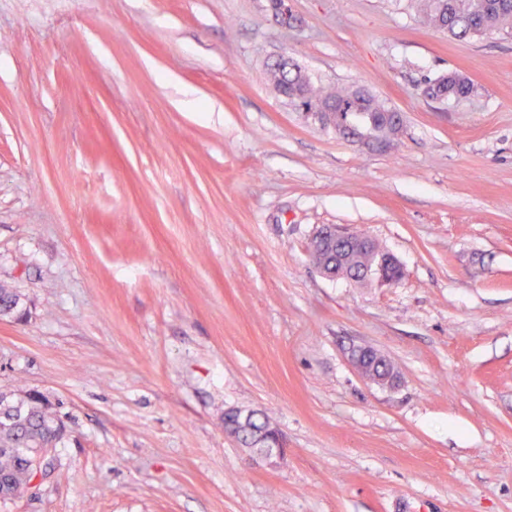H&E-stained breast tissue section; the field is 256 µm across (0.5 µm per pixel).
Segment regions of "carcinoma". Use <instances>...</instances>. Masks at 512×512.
Returning <instances> with one entry per match:
<instances>
[{"mask_svg": "<svg viewBox=\"0 0 512 512\" xmlns=\"http://www.w3.org/2000/svg\"><path fill=\"white\" fill-rule=\"evenodd\" d=\"M424 20L433 27L446 31L459 40L483 36L490 31L512 34V0H417ZM267 74L273 90L288 97V103L301 110L318 115V122L328 125L320 115L322 107H336L347 120L358 121L351 111L357 90H327L317 86L311 77L292 59L274 61L267 65ZM438 92L448 100H460L474 92L456 84L454 75L436 79ZM382 250L371 249L347 252L341 263H336V250H321L310 254L312 262L332 272V279L357 284L370 282L366 272L371 270ZM20 298L8 288L0 287V315L19 312ZM394 368L385 358L364 362L363 375L368 379L386 378ZM65 431L63 421L52 412L51 403L38 393H29L22 399L0 393V503L6 505L30 491L33 472L31 451L36 448L56 447Z\"/></svg>", "mask_w": 512, "mask_h": 512, "instance_id": "obj_1", "label": "carcinoma"}]
</instances>
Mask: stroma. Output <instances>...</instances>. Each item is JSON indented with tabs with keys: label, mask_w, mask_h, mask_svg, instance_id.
Returning <instances> with one entry per match:
<instances>
[{
	"label": "stroma",
	"mask_w": 512,
	"mask_h": 512,
	"mask_svg": "<svg viewBox=\"0 0 512 512\" xmlns=\"http://www.w3.org/2000/svg\"><path fill=\"white\" fill-rule=\"evenodd\" d=\"M0 0V392L67 427L6 512H512V36L409 0ZM353 85L395 145L286 104L266 60ZM456 72L470 97L424 80ZM326 224L404 268L324 278ZM397 368L379 387L350 361ZM286 440L274 465L229 410Z\"/></svg>",
	"instance_id": "1"
}]
</instances>
